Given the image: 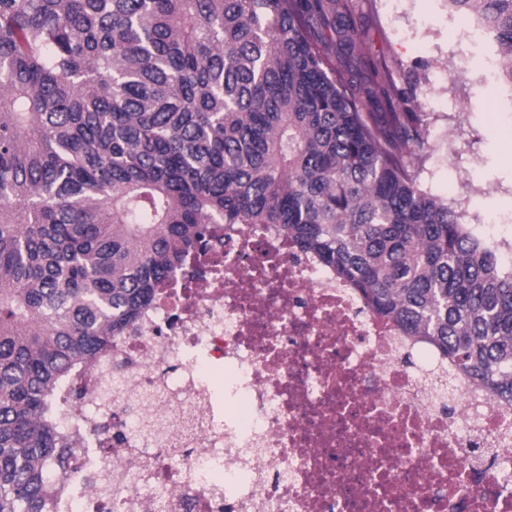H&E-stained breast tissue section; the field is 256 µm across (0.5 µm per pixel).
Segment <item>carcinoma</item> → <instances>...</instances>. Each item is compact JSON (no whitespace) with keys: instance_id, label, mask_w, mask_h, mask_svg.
I'll list each match as a JSON object with an SVG mask.
<instances>
[{"instance_id":"obj_1","label":"carcinoma","mask_w":512,"mask_h":512,"mask_svg":"<svg viewBox=\"0 0 512 512\" xmlns=\"http://www.w3.org/2000/svg\"><path fill=\"white\" fill-rule=\"evenodd\" d=\"M512 85V0H448ZM352 0H0V512H46L78 364L264 224L512 402V265L424 191L421 113Z\"/></svg>"}]
</instances>
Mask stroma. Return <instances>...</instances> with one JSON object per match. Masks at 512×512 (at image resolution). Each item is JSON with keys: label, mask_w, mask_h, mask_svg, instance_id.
Returning <instances> with one entry per match:
<instances>
[{"label": "stroma", "mask_w": 512, "mask_h": 512, "mask_svg": "<svg viewBox=\"0 0 512 512\" xmlns=\"http://www.w3.org/2000/svg\"><path fill=\"white\" fill-rule=\"evenodd\" d=\"M364 55L416 68L429 144L412 167L474 234L512 258V91L488 75V45L460 36L446 0H355Z\"/></svg>", "instance_id": "obj_1"}]
</instances>
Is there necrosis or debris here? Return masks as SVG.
<instances>
[{
	"label": "necrosis or debris",
	"mask_w": 512,
	"mask_h": 512,
	"mask_svg": "<svg viewBox=\"0 0 512 512\" xmlns=\"http://www.w3.org/2000/svg\"><path fill=\"white\" fill-rule=\"evenodd\" d=\"M49 512H512V405L241 224L80 364Z\"/></svg>",
	"instance_id": "necrosis-or-debris-1"
}]
</instances>
